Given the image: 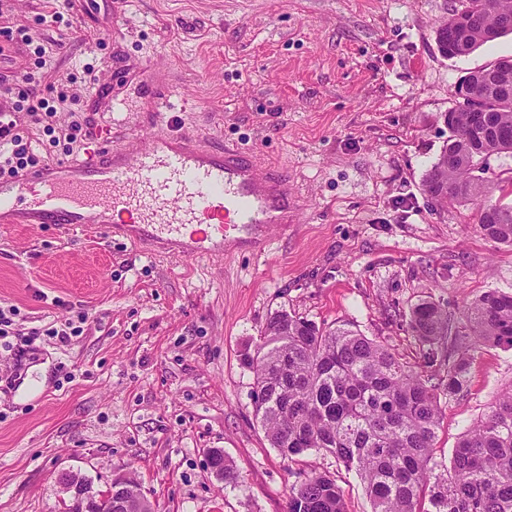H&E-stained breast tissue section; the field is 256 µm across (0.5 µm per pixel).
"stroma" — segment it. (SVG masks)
<instances>
[{
	"label": "stroma",
	"mask_w": 512,
	"mask_h": 512,
	"mask_svg": "<svg viewBox=\"0 0 512 512\" xmlns=\"http://www.w3.org/2000/svg\"><path fill=\"white\" fill-rule=\"evenodd\" d=\"M458 0H23L0 13V72L31 67L26 26L50 85L76 77L85 148L104 126L122 140L148 122L157 78L190 98L179 122L210 145L287 170L299 220L263 255L172 259L101 224H1L0 308L19 309L33 346L0 359V512H66L61 472L107 490L131 473L154 512H285L291 486L335 476L348 512H371L360 478L322 450L288 460L254 411L240 355L285 310L416 357L420 300L452 316L489 290L512 292V246L485 239L478 207H439L423 180L448 142L445 114L467 72L512 57V34L448 59L436 31ZM158 74L96 96L86 66ZM87 314L67 343L47 335ZM468 383L440 398L432 449L450 463L463 433L512 387V349L470 353ZM222 449L237 474L208 466Z\"/></svg>",
	"instance_id": "35a3bbf8"
}]
</instances>
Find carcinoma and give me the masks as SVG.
Masks as SVG:
<instances>
[{
  "label": "carcinoma",
  "mask_w": 512,
  "mask_h": 512,
  "mask_svg": "<svg viewBox=\"0 0 512 512\" xmlns=\"http://www.w3.org/2000/svg\"><path fill=\"white\" fill-rule=\"evenodd\" d=\"M475 16L459 32L463 57L512 34V0H464ZM480 116L451 113L448 143L424 179L439 203L478 204V229L512 246V180L481 176L484 158L512 152V101L485 99ZM499 192L492 199L493 192ZM411 332L418 360L338 326L325 330L286 311L241 354L254 374L255 415L270 444L288 459L324 450L363 481L372 512H512V386L460 439L441 474L432 448L442 420L440 393L465 385L469 351L512 348V293L487 291L467 304L463 326L430 300L415 304ZM431 508H424V501ZM286 512H347L336 479L311 474L290 489Z\"/></svg>",
  "instance_id": "obj_1"
}]
</instances>
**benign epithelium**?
<instances>
[{
    "instance_id": "obj_1",
    "label": "benign epithelium",
    "mask_w": 512,
    "mask_h": 512,
    "mask_svg": "<svg viewBox=\"0 0 512 512\" xmlns=\"http://www.w3.org/2000/svg\"><path fill=\"white\" fill-rule=\"evenodd\" d=\"M496 74L494 89L499 98L512 99V58H502L493 66ZM59 482L76 512H131L132 502H147L138 489L132 491L127 484V474L117 472L105 495L98 496L88 484V479L73 471H64Z\"/></svg>"
}]
</instances>
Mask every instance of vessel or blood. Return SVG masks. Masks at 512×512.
<instances>
[{
  "label": "vessel or blood",
  "instance_id": "b4317fda",
  "mask_svg": "<svg viewBox=\"0 0 512 512\" xmlns=\"http://www.w3.org/2000/svg\"><path fill=\"white\" fill-rule=\"evenodd\" d=\"M175 95L155 89L150 123L174 111ZM291 195L286 172H258L253 155L207 147L180 127L1 180L0 223L110 224L210 260L234 240L265 253L268 229L296 219Z\"/></svg>",
  "mask_w": 512,
  "mask_h": 512
}]
</instances>
